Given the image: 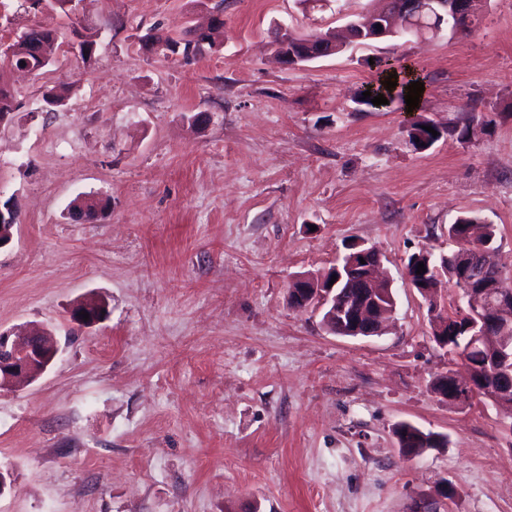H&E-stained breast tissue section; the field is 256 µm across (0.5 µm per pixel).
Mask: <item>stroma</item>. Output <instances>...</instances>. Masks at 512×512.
<instances>
[{
  "instance_id": "1",
  "label": "stroma",
  "mask_w": 512,
  "mask_h": 512,
  "mask_svg": "<svg viewBox=\"0 0 512 512\" xmlns=\"http://www.w3.org/2000/svg\"><path fill=\"white\" fill-rule=\"evenodd\" d=\"M224 27L183 59L146 53ZM370 0H75L33 13L0 0V44L57 30L55 62L15 74L0 124V204L18 215L0 250V326L49 325L62 351L19 391L0 392V512H512V408L432 391L461 371L408 285L410 254L456 250L464 213L497 228L512 276V0H490L468 35L386 38L283 67L274 32L327 31ZM96 36L87 63L73 26ZM421 76L415 109L363 103L377 60ZM66 84L64 110L43 109ZM485 120L469 140L416 150L411 124ZM109 200L86 223L78 196ZM383 256L395 311L383 335L330 334L289 286L322 275L345 243ZM95 296L106 320L69 322ZM446 446L402 455L394 428ZM452 497L441 494L443 487Z\"/></svg>"
}]
</instances>
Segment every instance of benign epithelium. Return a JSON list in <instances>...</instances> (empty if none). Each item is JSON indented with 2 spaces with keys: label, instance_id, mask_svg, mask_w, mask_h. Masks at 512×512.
Segmentation results:
<instances>
[{
  "label": "benign epithelium",
  "instance_id": "1",
  "mask_svg": "<svg viewBox=\"0 0 512 512\" xmlns=\"http://www.w3.org/2000/svg\"><path fill=\"white\" fill-rule=\"evenodd\" d=\"M488 8L486 0H382V8L370 17L368 32L349 22L343 30L346 47L359 45L365 41L374 42L396 33L401 23L420 22L426 17L437 20L435 31L446 29L455 36L467 32L474 17L483 14ZM381 28H376V25ZM336 52L333 44L324 40L318 33L304 41H294L288 36V28L280 30L276 55L285 66L293 67L306 61L330 56ZM17 214L0 209V244L8 245L13 237ZM357 252L347 257L343 267H335L337 279L334 284L330 274L319 277L301 275L290 287L291 303L305 309L310 306L325 315L324 323L328 330L338 336L369 337L380 336L384 332L385 305L379 298L391 297L392 283L375 276L381 255L374 247L356 242ZM465 254L464 274L460 283L465 310L463 335L465 345L474 347L487 342L488 337L502 325L512 323V282L504 277L503 271L491 262L493 249L487 244L461 245ZM365 263H360V260ZM351 279L359 284L357 296L352 302H339L337 285ZM106 303L96 297L77 301L69 309L71 323L90 328L102 322L106 315ZM89 319H83L82 313ZM59 354V345L53 331L38 327L18 334L11 329L0 327V390L12 391L35 381L53 364ZM467 381L460 382L449 373L451 395L442 398L451 402H463L477 395H488L502 401V392L496 386L488 385L486 378L505 376L512 379V345L502 343L495 355L480 370L468 366Z\"/></svg>",
  "mask_w": 512,
  "mask_h": 512
}]
</instances>
